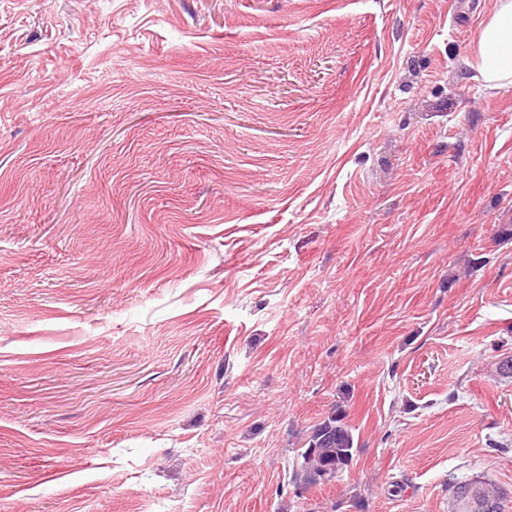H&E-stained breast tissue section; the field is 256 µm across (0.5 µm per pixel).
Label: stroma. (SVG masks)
Here are the masks:
<instances>
[{
	"instance_id": "obj_1",
	"label": "stroma",
	"mask_w": 512,
	"mask_h": 512,
	"mask_svg": "<svg viewBox=\"0 0 512 512\" xmlns=\"http://www.w3.org/2000/svg\"><path fill=\"white\" fill-rule=\"evenodd\" d=\"M496 2L0 0V512L512 494ZM467 65L489 90L512 84L511 0H498L494 12L480 23ZM310 448H317L315 454L310 453ZM358 448L354 435L343 422V416L334 412L317 424L307 441V448L301 454L303 459L302 470H318L322 467L334 466L336 462L345 457L348 461L336 471V477L351 461L354 452ZM479 477L471 478L463 489H459L456 496L458 498L457 507L461 503L476 507L480 510H492L491 503H486L482 499V486ZM485 496L495 502V508L491 512H505V503L508 500V495H505L499 488H497L491 481H484ZM461 501V502H460ZM460 504V505H459Z\"/></svg>"
}]
</instances>
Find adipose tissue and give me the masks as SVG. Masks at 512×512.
<instances>
[{
	"label": "adipose tissue",
	"instance_id": "adipose-tissue-1",
	"mask_svg": "<svg viewBox=\"0 0 512 512\" xmlns=\"http://www.w3.org/2000/svg\"><path fill=\"white\" fill-rule=\"evenodd\" d=\"M467 64L487 89L512 84V0H498L494 12L481 22Z\"/></svg>",
	"mask_w": 512,
	"mask_h": 512
}]
</instances>
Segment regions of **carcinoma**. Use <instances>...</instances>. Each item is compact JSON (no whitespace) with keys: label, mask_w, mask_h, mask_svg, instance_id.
Segmentation results:
<instances>
[{"label":"carcinoma","mask_w":512,"mask_h":512,"mask_svg":"<svg viewBox=\"0 0 512 512\" xmlns=\"http://www.w3.org/2000/svg\"><path fill=\"white\" fill-rule=\"evenodd\" d=\"M358 448L354 435L343 422V416L333 413L317 424L307 441V448L301 454L302 469L318 470L322 467L333 466L344 458H353ZM485 496L495 502L492 512H505L508 496L497 488L491 481L484 482Z\"/></svg>","instance_id":"cac0c4a2"}]
</instances>
